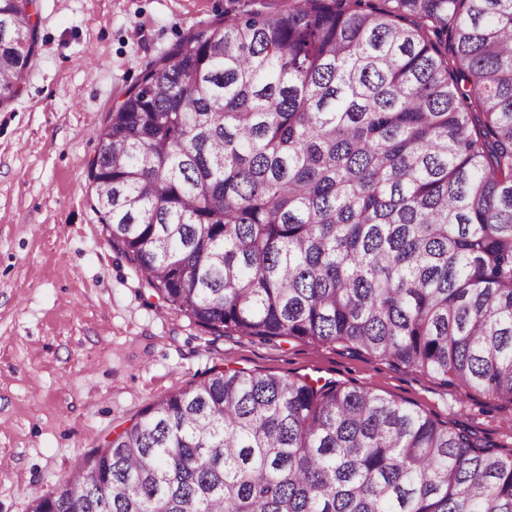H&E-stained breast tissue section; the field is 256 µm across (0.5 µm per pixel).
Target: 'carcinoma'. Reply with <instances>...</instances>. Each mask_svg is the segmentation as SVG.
<instances>
[{
  "label": "carcinoma",
  "instance_id": "cac0c4a2",
  "mask_svg": "<svg viewBox=\"0 0 512 512\" xmlns=\"http://www.w3.org/2000/svg\"><path fill=\"white\" fill-rule=\"evenodd\" d=\"M36 14L0 0V105ZM95 136V211L169 308L512 402V0L228 11ZM29 512H512V449L357 387L215 368Z\"/></svg>",
  "mask_w": 512,
  "mask_h": 512
}]
</instances>
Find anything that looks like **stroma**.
<instances>
[{"instance_id": "stroma-1", "label": "stroma", "mask_w": 512, "mask_h": 512, "mask_svg": "<svg viewBox=\"0 0 512 512\" xmlns=\"http://www.w3.org/2000/svg\"><path fill=\"white\" fill-rule=\"evenodd\" d=\"M244 0H38V52L0 106V512L78 469L148 404L210 370L335 380L512 446V404L342 346L212 335L115 249L88 163L149 66Z\"/></svg>"}]
</instances>
